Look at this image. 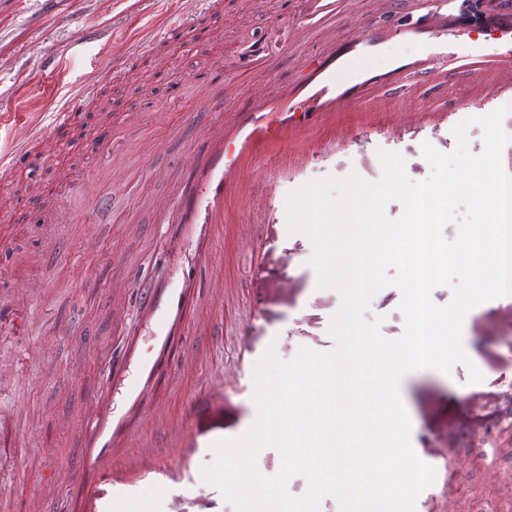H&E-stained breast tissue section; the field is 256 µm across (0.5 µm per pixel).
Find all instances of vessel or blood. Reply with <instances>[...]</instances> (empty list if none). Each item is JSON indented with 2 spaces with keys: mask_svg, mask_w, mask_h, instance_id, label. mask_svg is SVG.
Segmentation results:
<instances>
[{
  "mask_svg": "<svg viewBox=\"0 0 512 512\" xmlns=\"http://www.w3.org/2000/svg\"><path fill=\"white\" fill-rule=\"evenodd\" d=\"M472 2L425 0L423 12L397 10L392 32L417 38L424 48L421 60L408 62L384 58L379 28L369 12L353 14L351 0H290L287 15L279 18L265 38L241 43L233 62L200 75L205 91L202 108H185L179 95H172L167 111L178 113L185 125L205 129L201 147L192 150L173 174L176 195L158 205L164 223L187 225L186 241L181 256L174 259L167 287L136 286L124 278L114 281L112 306L119 316L113 330H121L126 323L120 309L132 289L147 313L143 329L154 349L162 353L176 346L185 356H192L190 346L176 333L188 305L184 285L197 278L202 266H213L214 256L205 243L228 211L240 204L241 186L271 183L264 166L271 159L272 147L307 145L312 130L334 125L337 113L353 110L364 96L379 101L390 89L409 96L419 83L447 74L452 64L479 67L466 101L499 97L501 88L512 84V9L491 16L486 25L495 38L479 42L473 38L476 26L460 25ZM320 34L325 37L323 48L299 81L282 88L270 85L252 94L245 109H234V101L243 92L235 80L237 74L275 71L281 59L298 54L302 45ZM77 119V110L67 107L54 113L50 125L38 128L28 113H0V125H12L18 136L11 156L0 158V186H8L11 171L23 164L30 145L50 152L59 145L56 130ZM0 305L10 308L14 331L24 332L28 297L19 289L1 288ZM159 370L158 360L138 358L129 350L109 366L103 391L109 394L111 406L88 408V438L69 451L68 484L83 499L84 512H104V486L129 484L133 468L115 455L112 435L123 427L128 413L143 403L142 384Z\"/></svg>",
  "mask_w": 512,
  "mask_h": 512,
  "instance_id": "b4317fda",
  "label": "vessel or blood"
}]
</instances>
